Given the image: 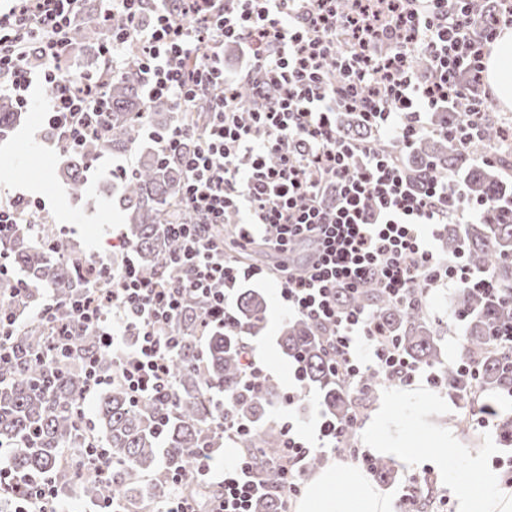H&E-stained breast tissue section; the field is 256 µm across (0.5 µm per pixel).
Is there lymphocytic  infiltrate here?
Here are the masks:
<instances>
[{
  "label": "lymphocytic infiltrate",
  "instance_id": "1",
  "mask_svg": "<svg viewBox=\"0 0 512 512\" xmlns=\"http://www.w3.org/2000/svg\"><path fill=\"white\" fill-rule=\"evenodd\" d=\"M103 14L121 13L124 25L105 47V71H118L127 44L137 48L151 98L182 103L207 100L206 123L148 132L160 153L187 139L188 176L179 189L194 222L175 218L164 227L175 244L167 279L144 277L126 258L110 288L91 286L68 303L72 325L96 333L115 361L103 375L96 356L85 358L84 393L121 382L134 399L166 395L173 386L169 362L176 339L169 330L189 297L208 304L202 329L236 322L234 288L274 279L289 314L327 331L332 372L360 386L382 374L408 384L435 371L402 356L371 313L340 308L341 293L373 284L393 301L422 304L420 285L458 288L475 281L461 260L437 258L432 242L444 226L501 220L499 208L464 198L456 182L425 170L409 173L393 155L341 134L340 112L391 134L400 149L432 132L430 115L469 100L459 122L441 128L445 138L478 131L494 103L481 88L487 44L512 25V4L486 13L478 0H100ZM80 0H0V95L28 104L33 82L48 88V126L60 150H79L108 133L109 107L103 77L73 80L62 63L71 53L66 33ZM209 44L205 64L190 71L185 61ZM238 49L241 64L224 68V48ZM422 55L426 72L410 69ZM39 64H31V56ZM333 59L335 73L324 68ZM253 89L249 121H242L235 88ZM240 220V248L264 245L279 260L269 268L246 265L227 254L212 235L226 212ZM358 416L322 418L319 444L304 442L293 423L281 425L284 459L275 462L285 497L301 493L303 463L336 450L357 427ZM211 455H199L203 478L213 481L207 506L177 495L156 512H254L266 487L248 456L212 473Z\"/></svg>",
  "mask_w": 512,
  "mask_h": 512
}]
</instances>
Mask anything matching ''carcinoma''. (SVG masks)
<instances>
[{"label": "carcinoma", "mask_w": 512, "mask_h": 512, "mask_svg": "<svg viewBox=\"0 0 512 512\" xmlns=\"http://www.w3.org/2000/svg\"><path fill=\"white\" fill-rule=\"evenodd\" d=\"M124 23L121 15L98 19L91 26L79 21L67 34L71 47L94 45L106 33ZM143 77L138 55H127L122 71L106 84L110 131L103 139L90 140L79 153L70 154L64 176L71 194L83 191L84 166L98 154L123 152L136 144L142 127L166 128L175 123L192 124L199 104L179 106L169 99L142 95ZM13 100L0 96V137L19 120ZM349 136L392 152L394 142L378 130L358 123L352 115L341 117ZM504 142L502 128L487 122L479 136L450 142L437 135L416 140L411 168L427 166L440 175L458 174L467 198L512 205L506 194L500 165H484L478 158ZM186 177L173 156L161 160L153 151L141 157L121 179L116 197L118 207L129 221L127 244L138 256L145 277L160 278L169 273L174 243L163 225L178 215L186 221L194 216L181 211L178 189ZM448 257L461 254L487 282L477 288L458 289L456 313L464 322L460 358L474 364L478 376L471 379L455 363L439 357V332L420 307L395 303L373 285L353 296H340L342 303L368 308L376 322L396 337L409 360L438 370L441 382L459 398L464 408L474 405L491 409L501 438L512 446V413L502 414L487 398L490 392L512 393V356L501 351L495 339L500 329L512 323V302L498 289L512 290V221L504 224H452L445 237ZM0 250L24 274L31 287L0 273V316L18 317L45 306L50 290L57 306L50 320L35 318L12 335H0V453L20 483L53 480L58 493L71 486H83L96 506L114 512H147L167 500L180 488L197 498L204 497L198 466L193 460L199 448H220L224 432L214 396L233 392L240 381L239 351L244 335L260 331L268 317L265 294L255 288L240 289L235 310L239 327L232 333L218 327L201 333L200 316L206 304L187 300L186 307L170 324L179 340L170 360L177 379L173 394L131 400L126 388L114 382L98 397L95 418L85 425L78 415L82 394L84 358L98 355L100 371H113L112 356L99 352L97 336L75 330L70 353L57 349L59 332L71 322L65 304L92 284L108 288L96 263L63 241L50 224H13L0 235ZM207 352L200 358L198 343ZM278 344L289 359L300 358L305 382L323 396L326 413L342 419L354 410L351 389L329 367V351L323 328L309 319L295 317L282 326ZM280 397L279 388L265 383L254 393L234 400L235 418L250 425V432L237 437L241 448L255 451L273 461L283 455L278 431L265 420L266 408ZM283 497L270 492L258 503L259 512H281Z\"/></svg>", "instance_id": "obj_1"}]
</instances>
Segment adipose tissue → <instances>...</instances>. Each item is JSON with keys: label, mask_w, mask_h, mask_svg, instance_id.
Returning a JSON list of instances; mask_svg holds the SVG:
<instances>
[{"label": "adipose tissue", "mask_w": 512, "mask_h": 512, "mask_svg": "<svg viewBox=\"0 0 512 512\" xmlns=\"http://www.w3.org/2000/svg\"><path fill=\"white\" fill-rule=\"evenodd\" d=\"M485 81L500 108L512 109V28L501 31L485 61ZM494 449L462 447L460 465L449 469L437 458V471L456 501V512H512V483L502 480L487 460ZM294 512H393L392 500L353 462H328L307 482Z\"/></svg>", "instance_id": "obj_1"}]
</instances>
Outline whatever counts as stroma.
Segmentation results:
<instances>
[{"mask_svg": "<svg viewBox=\"0 0 512 512\" xmlns=\"http://www.w3.org/2000/svg\"><path fill=\"white\" fill-rule=\"evenodd\" d=\"M46 97V87L34 84L19 123L6 138L0 139V202H9L19 195L41 199L45 204V216L64 242L94 260L111 257L113 243L127 234V224L123 213L110 203L113 182L108 172L119 165H133L139 152L134 149L94 159L91 167L84 171V195L79 199L70 197L60 175L66 155L53 145L47 134L48 125L42 112ZM259 288L267 296L271 318L264 329L249 336L248 343L256 359L266 365L270 380L281 393L296 396L288 408L278 401L271 404L267 409L268 420L270 424H277L283 411H291L301 426L304 440L316 443L318 421L324 411L323 397L312 386L296 384L292 367L277 344L288 311L272 284L264 281ZM454 296V289L444 285L429 289L426 297L429 320L439 332L441 356L448 363L458 360L464 334L463 324L452 314ZM385 395L389 396L391 405L389 414L381 421L383 431L423 443L428 450L414 470L395 467V479L382 485L391 498L400 496L411 475L429 478L435 497L447 496V489L441 486L433 471L431 458L447 454L448 444L444 436L448 433L470 446L496 444L497 451L489 457L488 464L504 481L512 482V447L499 446L493 425L466 422L458 400L447 387L432 386L422 377L408 385L382 383L370 402L361 405L357 432L359 448L370 446L369 426L378 419L380 400Z\"/></svg>", "mask_w": 512, "mask_h": 512, "instance_id": "obj_1", "label": "stroma"}]
</instances>
